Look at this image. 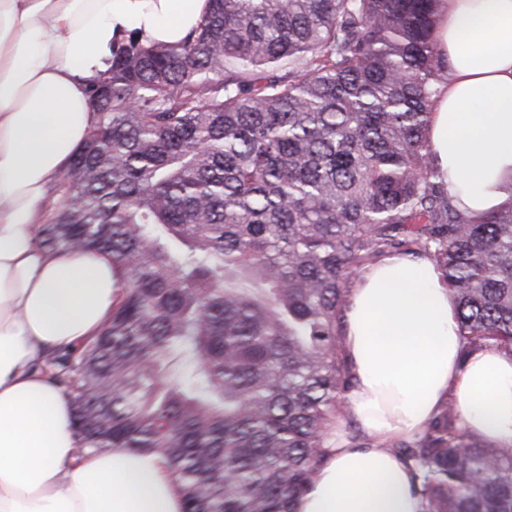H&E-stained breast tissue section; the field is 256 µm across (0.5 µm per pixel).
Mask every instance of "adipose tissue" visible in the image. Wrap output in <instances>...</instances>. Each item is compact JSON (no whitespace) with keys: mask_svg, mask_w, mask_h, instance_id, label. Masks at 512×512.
Returning a JSON list of instances; mask_svg holds the SVG:
<instances>
[{"mask_svg":"<svg viewBox=\"0 0 512 512\" xmlns=\"http://www.w3.org/2000/svg\"><path fill=\"white\" fill-rule=\"evenodd\" d=\"M208 0H0V512H183L159 456L78 455L73 396L42 365L95 337L122 290L103 252L51 253L36 241L52 182L95 123L89 86L131 30L176 42ZM437 48L448 80L430 149L459 206L478 215L512 183V0H441ZM355 386L344 416L367 448L337 434L296 512H422L392 442L422 434L448 400L466 429L512 447V354L464 352L456 307L429 260L392 255L361 273L344 312Z\"/></svg>","mask_w":512,"mask_h":512,"instance_id":"1","label":"adipose tissue"}]
</instances>
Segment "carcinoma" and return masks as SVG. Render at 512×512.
<instances>
[{
  "label": "carcinoma",
  "instance_id": "1",
  "mask_svg": "<svg viewBox=\"0 0 512 512\" xmlns=\"http://www.w3.org/2000/svg\"><path fill=\"white\" fill-rule=\"evenodd\" d=\"M208 2L178 42L130 33L89 89L37 243L112 255L124 295L46 364L81 450L159 455L184 512H295L354 386L365 267L432 261L465 352L512 354V197L468 215L436 173L440 0ZM458 422L451 399L392 444L424 512H512V448Z\"/></svg>",
  "mask_w": 512,
  "mask_h": 512
}]
</instances>
